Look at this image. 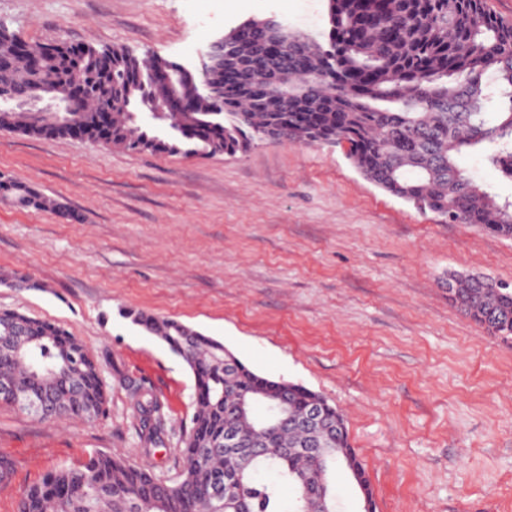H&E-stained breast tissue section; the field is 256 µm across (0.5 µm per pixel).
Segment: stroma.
Listing matches in <instances>:
<instances>
[{"label": "stroma", "instance_id": "obj_1", "mask_svg": "<svg viewBox=\"0 0 512 512\" xmlns=\"http://www.w3.org/2000/svg\"><path fill=\"white\" fill-rule=\"evenodd\" d=\"M268 17L317 35L326 2L0 0V24L22 41L125 46L190 68L210 41ZM458 163L512 199V179L480 153ZM0 172L73 213L0 201V308L76 336L109 392L92 422L0 405L11 464L0 512L97 453L178 476L196 381L128 310L179 320L261 375L325 396L345 415L378 512H512V342L448 302L455 274L512 284V239L419 212L332 145L187 159L0 133ZM17 275L36 288L9 287ZM135 383L167 406L171 438L151 454L136 435Z\"/></svg>", "mask_w": 512, "mask_h": 512}]
</instances>
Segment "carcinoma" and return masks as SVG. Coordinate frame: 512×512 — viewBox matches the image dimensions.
Wrapping results in <instances>:
<instances>
[{
	"instance_id": "obj_1",
	"label": "carcinoma",
	"mask_w": 512,
	"mask_h": 512,
	"mask_svg": "<svg viewBox=\"0 0 512 512\" xmlns=\"http://www.w3.org/2000/svg\"><path fill=\"white\" fill-rule=\"evenodd\" d=\"M328 42L322 44L271 19H253L224 34V60L209 69L205 88L193 72L171 82L159 73L177 62L141 58L126 47L45 45L21 41L0 26V85L16 96H45L83 76L69 112L81 137L130 153L235 155L256 142L344 145L353 166L379 188L443 223L476 224L512 238V201H498L465 174L456 158L486 149L489 161L512 178V23L484 0H327ZM112 92V118L102 129L94 105ZM149 98L154 112H131ZM173 99L181 112H159ZM0 131L67 138L69 123L38 113L0 108ZM0 198L35 210L61 202L14 179L0 180ZM465 314L491 335L512 337V288L485 290L457 278ZM132 322L158 337L197 378L189 431L182 435L178 480L108 453L77 468H60L30 487L18 512H336V475L356 477L372 492L350 442L343 414L322 395L285 384L288 410L304 414L311 401L327 411L305 433L290 425L268 430L261 415L238 412L240 400L276 381L244 363H224V344L174 319L131 312ZM0 381L58 407L56 417L91 421L106 412L100 364L65 329L0 309ZM138 438L147 454L163 445L164 404L135 392ZM240 434V448L224 447V429ZM312 437L330 454L299 451ZM263 448L251 457L249 449ZM236 463L229 505L213 497L226 466Z\"/></svg>"
}]
</instances>
